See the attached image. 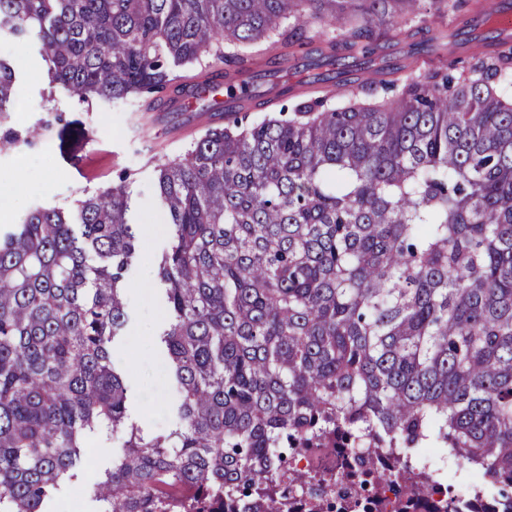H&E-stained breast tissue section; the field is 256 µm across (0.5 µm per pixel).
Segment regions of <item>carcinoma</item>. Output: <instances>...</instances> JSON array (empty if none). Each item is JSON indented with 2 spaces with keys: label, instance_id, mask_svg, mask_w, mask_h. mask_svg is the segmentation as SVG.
Segmentation results:
<instances>
[{
  "label": "carcinoma",
  "instance_id": "cac0c4a2",
  "mask_svg": "<svg viewBox=\"0 0 512 512\" xmlns=\"http://www.w3.org/2000/svg\"><path fill=\"white\" fill-rule=\"evenodd\" d=\"M479 0H0L50 82L140 102L224 74L361 67L243 105L160 169L159 334L180 422L143 431L112 346L138 240L126 183L0 228V512H43L122 440L96 512H512V46L461 60L423 17ZM446 67L415 75L419 47ZM14 68L0 57V112ZM423 448L482 475L453 493ZM307 461L306 468L296 464Z\"/></svg>",
  "mask_w": 512,
  "mask_h": 512
}]
</instances>
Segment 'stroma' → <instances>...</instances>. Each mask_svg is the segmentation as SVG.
I'll list each match as a JSON object with an SVG mask.
<instances>
[{"label":"stroma","instance_id":"35a3bbf8","mask_svg":"<svg viewBox=\"0 0 512 512\" xmlns=\"http://www.w3.org/2000/svg\"><path fill=\"white\" fill-rule=\"evenodd\" d=\"M0 57L15 67V101L0 114V129L34 134V143L0 144V175H19L12 200L0 197V224H15L37 204L73 209L78 200L99 189L127 181L129 219L136 226L155 225L140 235L139 250L128 269L125 294L127 323L114 344L125 369L129 416L159 433L175 427L176 390L163 346L155 337L166 320L164 291L154 277L157 259L170 234L155 196L158 165L175 159L208 127L197 112H144L136 104H86L63 88H50L48 66L31 39L0 35ZM147 290H138L141 279ZM141 358L129 365L126 351ZM120 446L91 448L77 479L55 495L48 512H90L95 485Z\"/></svg>","mask_w":512,"mask_h":512}]
</instances>
